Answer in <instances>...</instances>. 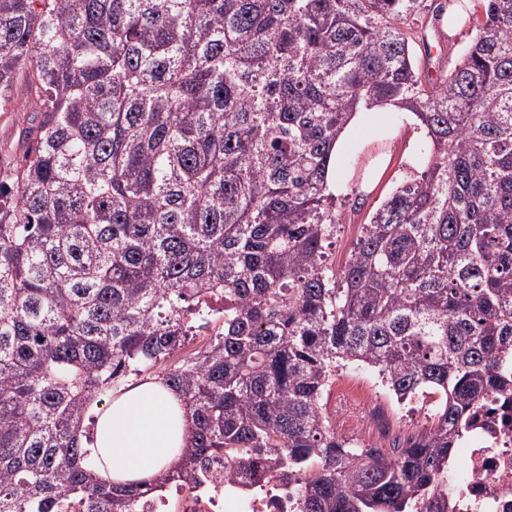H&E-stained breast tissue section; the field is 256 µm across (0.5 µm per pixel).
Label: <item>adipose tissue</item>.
Wrapping results in <instances>:
<instances>
[{"label":"adipose tissue","instance_id":"adipose-tissue-1","mask_svg":"<svg viewBox=\"0 0 512 512\" xmlns=\"http://www.w3.org/2000/svg\"><path fill=\"white\" fill-rule=\"evenodd\" d=\"M94 431L82 439L83 463L115 484L153 481L174 467L192 421L179 395L156 380H134L93 405Z\"/></svg>","mask_w":512,"mask_h":512}]
</instances>
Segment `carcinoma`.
<instances>
[{"label": "carcinoma", "mask_w": 512, "mask_h": 512, "mask_svg": "<svg viewBox=\"0 0 512 512\" xmlns=\"http://www.w3.org/2000/svg\"><path fill=\"white\" fill-rule=\"evenodd\" d=\"M459 4L0 0V102L22 82L33 112L0 169V512H135L224 457L296 512H456L453 445L512 389V0L433 78L419 18ZM374 102L431 145L335 269L331 148ZM345 369L425 423L353 445L324 413ZM147 371L195 420L181 461L101 484L88 404Z\"/></svg>", "instance_id": "cac0c4a2"}]
</instances>
